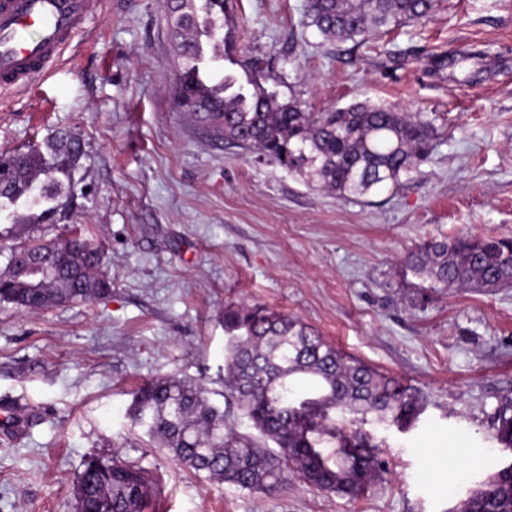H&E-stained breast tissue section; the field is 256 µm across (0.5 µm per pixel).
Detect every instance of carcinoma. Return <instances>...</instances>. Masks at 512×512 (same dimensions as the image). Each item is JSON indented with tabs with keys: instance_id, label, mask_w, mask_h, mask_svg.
Instances as JSON below:
<instances>
[{
	"instance_id": "obj_1",
	"label": "carcinoma",
	"mask_w": 512,
	"mask_h": 512,
	"mask_svg": "<svg viewBox=\"0 0 512 512\" xmlns=\"http://www.w3.org/2000/svg\"><path fill=\"white\" fill-rule=\"evenodd\" d=\"M434 0H306L305 16L325 38L364 43L432 12ZM180 32L172 98L177 109L215 139L263 162L296 173L339 197L364 196L427 161L439 138L435 119L367 102L331 112H306L266 85L257 62L238 58L236 27L228 23L236 0H166ZM214 101L197 117L195 97ZM79 141L58 130L25 151L0 153V215L7 234L26 224H53L74 196L71 150ZM69 239L68 255L43 262L57 240L19 246L37 261L40 286L7 277L0 301L36 311L90 301L110 285L98 276L102 254ZM405 266L431 288L512 286V238L462 234L427 241ZM225 407L210 403L191 382L164 377L141 387L134 424L179 463L210 479L249 492H273L288 472L325 492L356 497L378 477L379 445L362 429L407 430L425 408L414 388L347 355L300 320L264 307L224 308ZM252 422L260 438L240 433L233 410ZM493 436L512 448V399L496 408ZM271 441L273 453L262 441ZM76 512H145L149 489L140 469L89 457L73 489ZM457 512H512V461L488 476Z\"/></svg>"
}]
</instances>
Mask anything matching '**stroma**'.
I'll list each match as a JSON object with an SVG mask.
<instances>
[{"label": "stroma", "instance_id": "stroma-1", "mask_svg": "<svg viewBox=\"0 0 512 512\" xmlns=\"http://www.w3.org/2000/svg\"><path fill=\"white\" fill-rule=\"evenodd\" d=\"M304 4L241 0V59L309 112L432 113L438 145L398 185L339 198L199 134L172 105L163 0H101L44 79L0 91V153L59 129L83 145L75 205L17 241L82 230L112 284L33 313L0 302V512H75L91 455L143 471L146 512H455L512 461L491 436L512 398V287L429 289L403 262L430 239L512 237V0H437L363 46L304 26ZM228 304L296 317L426 398L407 431L367 425L382 473L363 495L293 473L279 492L241 491L133 425L134 392L161 376L223 405ZM452 447L466 465L449 464Z\"/></svg>", "mask_w": 512, "mask_h": 512}]
</instances>
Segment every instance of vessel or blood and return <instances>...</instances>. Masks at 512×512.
I'll list each match as a JSON object with an SVG mask.
<instances>
[{"instance_id":"obj_1","label":"vessel or blood","mask_w":512,"mask_h":512,"mask_svg":"<svg viewBox=\"0 0 512 512\" xmlns=\"http://www.w3.org/2000/svg\"><path fill=\"white\" fill-rule=\"evenodd\" d=\"M100 0H0V89L29 87L97 14Z\"/></svg>"}]
</instances>
